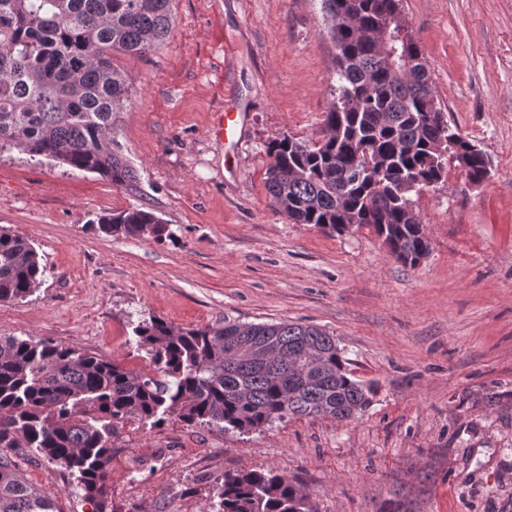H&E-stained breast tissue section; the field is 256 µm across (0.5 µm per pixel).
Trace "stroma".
I'll use <instances>...</instances> for the list:
<instances>
[{
  "label": "stroma",
  "mask_w": 512,
  "mask_h": 512,
  "mask_svg": "<svg viewBox=\"0 0 512 512\" xmlns=\"http://www.w3.org/2000/svg\"><path fill=\"white\" fill-rule=\"evenodd\" d=\"M448 123L488 156L471 183L454 163L413 195L430 239L403 266L373 228L331 233L275 211L269 143L317 139L336 87L321 0H174L166 42L115 55L134 96L117 138L138 175L120 187L19 149L0 153V227L37 248L32 296L0 302V335L154 366L135 328L226 321L312 324L372 386L355 418L287 417L239 434L167 417L112 436L114 512H210L224 472L272 467L317 512H512V0H403ZM246 118L218 134L225 107ZM143 206L157 241L107 237L99 216ZM21 472L58 512H93L54 464L24 450Z\"/></svg>",
  "instance_id": "1"
}]
</instances>
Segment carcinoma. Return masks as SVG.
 Returning a JSON list of instances; mask_svg holds the SVG:
<instances>
[{"label":"carcinoma","mask_w":512,"mask_h":512,"mask_svg":"<svg viewBox=\"0 0 512 512\" xmlns=\"http://www.w3.org/2000/svg\"><path fill=\"white\" fill-rule=\"evenodd\" d=\"M173 0H0V153L35 157L95 173L116 186L135 181L116 139L131 101L115 54L145 55L172 26ZM336 47V97L321 141L290 135L268 146L271 204L296 224L340 233L374 228L395 241L397 261L415 267L429 252L411 193L443 180L433 162L444 142L471 181L490 172L486 153L438 117L428 64L412 33L393 67L362 32L402 19L401 0H323ZM106 236H172L153 212L132 206L93 224ZM47 266L29 240L0 229V301L23 300ZM154 374L103 356L30 337L0 336V512H57L30 485L11 451L33 448L77 480L96 512H111L112 435L131 418L175 415L190 425L240 433L290 416L350 418L372 403L373 388L352 379L336 339L294 322L176 329L161 318L135 327ZM210 512H316L308 489L272 469L226 471Z\"/></svg>","instance_id":"obj_1"}]
</instances>
